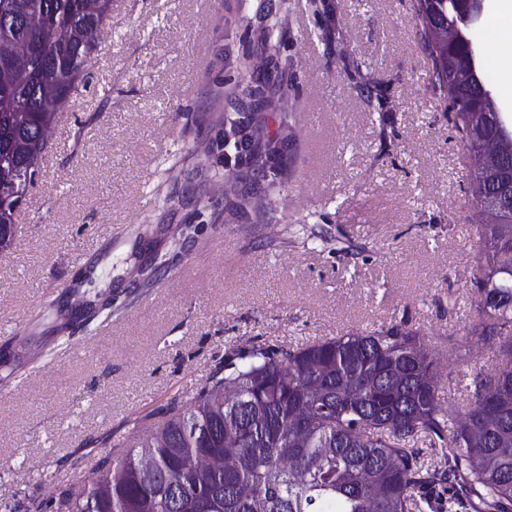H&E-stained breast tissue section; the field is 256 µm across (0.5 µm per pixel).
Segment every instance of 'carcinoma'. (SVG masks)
<instances>
[{
	"instance_id": "obj_1",
	"label": "carcinoma",
	"mask_w": 512,
	"mask_h": 512,
	"mask_svg": "<svg viewBox=\"0 0 512 512\" xmlns=\"http://www.w3.org/2000/svg\"><path fill=\"white\" fill-rule=\"evenodd\" d=\"M467 0H416L414 21L432 62V86L468 147L509 120L478 61L474 31L449 45L438 29ZM112 0H0V180L29 193L46 159V127L79 92ZM52 89L58 108L43 105ZM224 167L258 148L251 118L220 117ZM512 194V164L475 172ZM14 201L0 200V236L13 242ZM470 333L495 349L471 399L445 407L423 337L400 325L368 333L233 350L196 387L189 407L158 408L159 424L107 456L80 494L55 512H512V213L475 225ZM26 342L0 356L25 363ZM442 455L433 468L421 448Z\"/></svg>"
}]
</instances>
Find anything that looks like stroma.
I'll list each match as a JSON object with an SVG mask.
<instances>
[{"mask_svg":"<svg viewBox=\"0 0 512 512\" xmlns=\"http://www.w3.org/2000/svg\"><path fill=\"white\" fill-rule=\"evenodd\" d=\"M328 2L325 15L313 0H114L0 251V351L29 339L25 367L0 369V512L80 492L233 347L402 322L440 361L443 404L494 370V350L467 333L473 169L430 86L413 0ZM275 21L287 68L268 84L265 130L289 113L296 145L287 189L240 217L253 171L237 166L239 193L225 195L211 118L244 98L240 63L268 52L259 34ZM156 257L166 273L141 287L127 270ZM89 273L111 288V317L60 330Z\"/></svg>","mask_w":512,"mask_h":512,"instance_id":"1","label":"stroma"}]
</instances>
